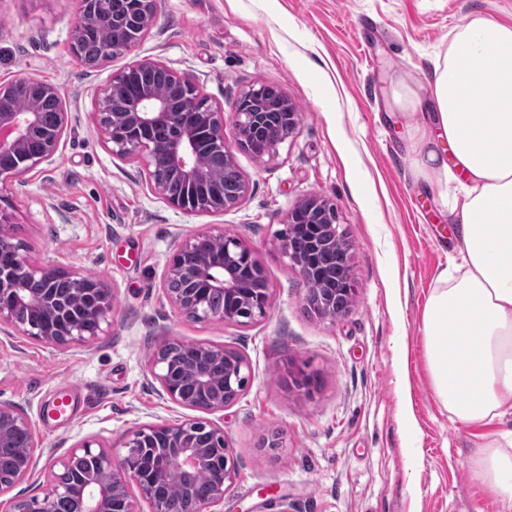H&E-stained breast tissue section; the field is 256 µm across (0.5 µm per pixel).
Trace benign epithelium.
<instances>
[{
	"mask_svg": "<svg viewBox=\"0 0 512 512\" xmlns=\"http://www.w3.org/2000/svg\"><path fill=\"white\" fill-rule=\"evenodd\" d=\"M135 3L143 12L144 22L125 46L126 53L139 45L157 19V0ZM110 4L111 0H80V15L70 43H76L88 27L108 26L112 21ZM140 70L165 74L189 94L176 103L156 95L148 86L130 95L126 92L127 77ZM20 83L29 86L30 100L15 99L14 88ZM44 98L60 102L63 95L59 87L33 77L0 83V182L26 175L58 151L67 113L59 112L56 126L45 128L37 110V101ZM293 108L283 95L270 103L258 88L243 92L230 112L237 146L258 158L274 156L278 146L298 128ZM281 110L288 112V123L268 132L265 139L252 142L269 113ZM94 120L112 154L140 158L151 190L174 209L188 214L220 212L238 206L247 197L249 184L243 178L232 196L219 193L191 205L169 194L167 180L153 176L161 162L167 175L185 185L204 184L214 176L199 166L198 157L210 148L221 149L225 161L234 162L233 150L224 140L223 109L201 104L196 84L167 63L143 58L112 73L99 96ZM154 127L172 128L174 135L159 142L145 141L142 135ZM301 206V210L295 207L288 211V232L278 239L276 248L297 270L304 299L316 296L312 313L333 321V300L316 291V285L330 272L295 253L290 237L304 233L319 248L336 247V236H327L330 227L322 223L324 219L336 220V206L318 197L305 199ZM10 227L9 215L0 212V325L58 351L97 338L102 324L112 316L113 292L95 277L28 262L13 243ZM205 240L219 242L224 248L208 251L201 246ZM342 250L344 292L353 296L357 289L349 244H343ZM162 291L181 317L191 322L207 319L243 326L264 317L270 303L268 279L255 248L224 230L198 231L180 240L164 271ZM212 292L224 294L226 304H209ZM182 346L184 342L177 339L166 341L151 360L149 372L166 400L187 410L214 414L241 398L251 378L244 354L227 344L195 343L186 353L181 352ZM18 438L21 443L16 445L12 479L0 483V496L34 472L38 448L34 427L23 410L0 401V447L12 445ZM118 447L124 453L115 456L91 441L75 444L50 470L47 491L18 503L14 512H57L58 501L67 497L82 499L83 512H138L139 498L148 504L149 512H180L168 493L171 478L177 477L183 491L190 493L203 471L209 472L210 485L196 512H218L216 507L224 503L237 473L224 429L205 418L143 424L128 430ZM79 459L94 462V477L88 484H78L70 476L73 463Z\"/></svg>",
	"mask_w": 512,
	"mask_h": 512,
	"instance_id": "7a95c632",
	"label": "benign epithelium"
}]
</instances>
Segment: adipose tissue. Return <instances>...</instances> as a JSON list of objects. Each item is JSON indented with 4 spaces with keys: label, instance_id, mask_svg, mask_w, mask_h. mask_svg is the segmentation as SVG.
Wrapping results in <instances>:
<instances>
[{
    "label": "adipose tissue",
    "instance_id": "1",
    "mask_svg": "<svg viewBox=\"0 0 512 512\" xmlns=\"http://www.w3.org/2000/svg\"><path fill=\"white\" fill-rule=\"evenodd\" d=\"M421 114L415 170L454 220L456 276L440 274L424 310L430 381L452 419L487 424L512 402V25L474 15L455 27L427 85L399 80ZM512 434L484 443L472 479L512 501Z\"/></svg>",
    "mask_w": 512,
    "mask_h": 512
}]
</instances>
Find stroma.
Segmentation results:
<instances>
[{"instance_id": "1", "label": "stroma", "mask_w": 512, "mask_h": 512, "mask_svg": "<svg viewBox=\"0 0 512 512\" xmlns=\"http://www.w3.org/2000/svg\"><path fill=\"white\" fill-rule=\"evenodd\" d=\"M79 0H0V82L38 77L60 87L68 124L54 157L0 183V208L29 262L100 279L115 294L95 340L60 352L0 328V400L37 433L33 477L8 500L43 494L55 462L79 441L111 448L134 426L188 418L149 373L165 341L228 344L251 381L213 414L237 461L223 512H512L470 475V458L499 423L451 420L435 397L422 346L423 309L438 275L461 262L437 196L413 175L415 117L397 111L398 80L425 81L451 30L480 13L512 24V0H158L157 21L130 54L90 69L70 49ZM188 75L210 105L231 111L259 85L300 110L274 157L224 138L250 185L221 213L186 214L153 193L141 161L113 155L93 123L97 96L134 60ZM310 196L336 204L351 244L356 298L335 321L307 312L301 279L275 247L290 209ZM247 240L271 289L266 317L246 326L185 321L161 281L177 241L199 231ZM410 358L414 429L401 420L396 376ZM317 374L312 398L285 379ZM70 389L73 414L47 407ZM284 436L264 448L268 431Z\"/></svg>"}]
</instances>
